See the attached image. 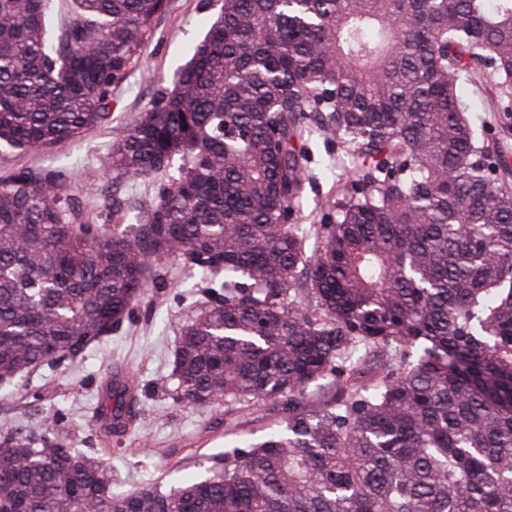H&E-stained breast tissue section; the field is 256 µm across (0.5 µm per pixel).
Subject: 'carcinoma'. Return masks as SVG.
Wrapping results in <instances>:
<instances>
[{"label":"carcinoma","mask_w":512,"mask_h":512,"mask_svg":"<svg viewBox=\"0 0 512 512\" xmlns=\"http://www.w3.org/2000/svg\"><path fill=\"white\" fill-rule=\"evenodd\" d=\"M55 2L0 0V153L107 122L168 5L67 0L52 30ZM466 84L512 112V0H221L99 158L149 203L91 224L65 170L0 171V385L119 331L174 258L224 281L180 324L173 402L286 411L123 494L57 422L1 430L0 512H512V190ZM308 120L347 159L311 255L290 223ZM129 382L99 408L116 435L141 416Z\"/></svg>","instance_id":"1"}]
</instances>
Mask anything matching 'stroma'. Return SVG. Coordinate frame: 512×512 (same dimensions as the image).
Listing matches in <instances>:
<instances>
[{
	"label": "stroma",
	"instance_id": "35a3bbf8",
	"mask_svg": "<svg viewBox=\"0 0 512 512\" xmlns=\"http://www.w3.org/2000/svg\"><path fill=\"white\" fill-rule=\"evenodd\" d=\"M219 7L218 0H169L167 9L154 20L141 61L115 91L109 123L89 128L63 145L6 154L0 159V169L20 165L66 168L68 194L86 203L90 222L103 223L100 191L111 179L96 169L97 158L134 118L151 108L160 90L171 87L175 71L189 60L193 45L205 34ZM479 96L484 109L472 115L479 134L512 159V114L496 111L497 89L484 87ZM308 148L315 177L305 184L293 216L294 223L306 231L320 222L336 195L339 174L326 170L324 164L340 155L336 146L316 134L310 136ZM206 286L188 264L165 262L150 303L135 305L130 321L118 333L90 348L83 358L39 369L0 391V428L29 430L49 420L58 422L72 447L107 454L112 488L119 492L137 489L150 477L162 484L172 482L209 457L223 454L239 437L258 436L277 425L283 412L270 404L198 408L172 401L168 375L178 327L187 313L206 305ZM115 370L134 379L142 426L107 437L98 405Z\"/></svg>",
	"mask_w": 512,
	"mask_h": 512
}]
</instances>
